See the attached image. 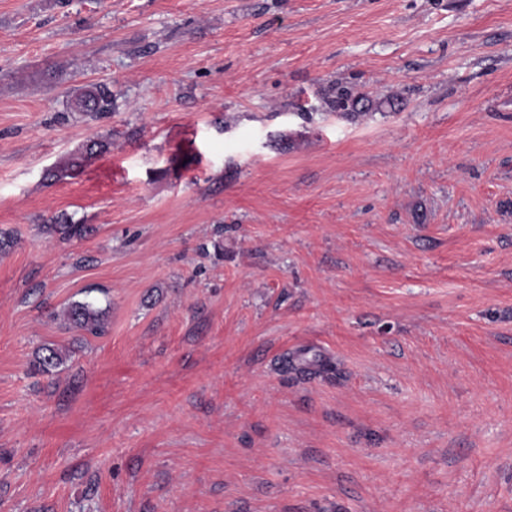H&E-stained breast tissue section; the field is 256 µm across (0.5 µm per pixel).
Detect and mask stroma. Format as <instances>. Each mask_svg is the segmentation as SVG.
Segmentation results:
<instances>
[{
	"label": "stroma",
	"mask_w": 512,
	"mask_h": 512,
	"mask_svg": "<svg viewBox=\"0 0 512 512\" xmlns=\"http://www.w3.org/2000/svg\"><path fill=\"white\" fill-rule=\"evenodd\" d=\"M4 234L0 512H512V0H0ZM114 100L112 89L103 84L76 94L70 102V108L72 112L104 115L112 112ZM330 105L333 109L342 112H366L369 109L363 95L353 94L345 89L336 93V98L330 101ZM107 146L104 140H90L86 144L79 147L70 157L62 164L55 166L51 170L53 177H62L81 167L82 163L88 156L102 151ZM60 317L68 328L84 331L91 336H103L107 332L106 313L91 301H74L64 307Z\"/></svg>",
	"instance_id": "1"
}]
</instances>
